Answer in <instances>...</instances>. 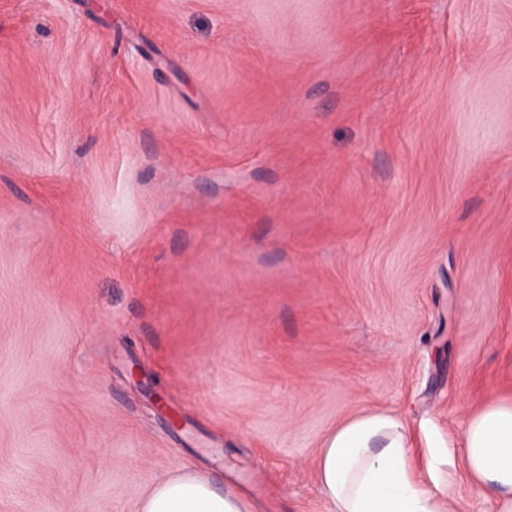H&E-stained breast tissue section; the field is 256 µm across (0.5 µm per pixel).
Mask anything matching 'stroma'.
I'll return each instance as SVG.
<instances>
[{
	"label": "stroma",
	"mask_w": 512,
	"mask_h": 512,
	"mask_svg": "<svg viewBox=\"0 0 512 512\" xmlns=\"http://www.w3.org/2000/svg\"><path fill=\"white\" fill-rule=\"evenodd\" d=\"M499 401L512 0H0V512L183 466L331 512L318 449L374 411L496 512L462 434Z\"/></svg>",
	"instance_id": "35a3bbf8"
}]
</instances>
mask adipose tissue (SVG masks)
Returning <instances> with one entry per match:
<instances>
[{"label":"adipose tissue","instance_id":"1","mask_svg":"<svg viewBox=\"0 0 512 512\" xmlns=\"http://www.w3.org/2000/svg\"><path fill=\"white\" fill-rule=\"evenodd\" d=\"M411 446L404 422L387 412L356 415L336 427L315 459L332 512H447L431 484L415 478ZM463 447L470 483L496 494L498 512H512V402H494L474 414ZM138 512H249V506L181 468L151 486Z\"/></svg>","mask_w":512,"mask_h":512}]
</instances>
